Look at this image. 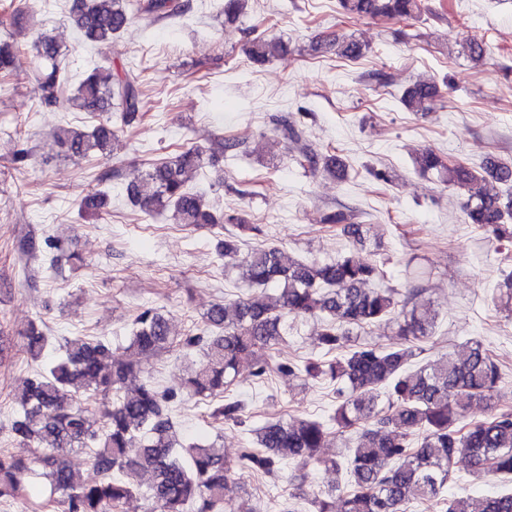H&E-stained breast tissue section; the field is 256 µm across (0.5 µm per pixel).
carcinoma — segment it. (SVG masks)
Returning <instances> with one entry per match:
<instances>
[{
    "instance_id": "obj_1",
    "label": "carcinoma",
    "mask_w": 512,
    "mask_h": 512,
    "mask_svg": "<svg viewBox=\"0 0 512 512\" xmlns=\"http://www.w3.org/2000/svg\"><path fill=\"white\" fill-rule=\"evenodd\" d=\"M247 0H222L224 16L244 14ZM347 17L383 16L409 21L421 11V0H338ZM187 0H74L71 27L81 38L103 47L140 18L147 22L181 18ZM317 47L357 60L366 45L353 36L328 34ZM36 64L32 73L43 107L67 104L79 112H117L116 117L90 128L61 127L55 145L65 155L84 159L111 157L126 128L142 118V91L136 78L112 66L85 70L73 85L61 65V48L46 33L33 43ZM285 51L277 39L255 38L247 54L263 64ZM15 71L14 48L0 45V76ZM439 97L437 85L422 81L401 98L410 112H424ZM307 113L276 120L282 138L293 144V160L301 168L337 177L343 158L305 139ZM233 141L218 142V149L189 148L151 166L127 187L132 205L154 219L165 215L175 224L195 229L233 224L261 232L256 224L236 213L214 211L203 195L190 186L198 170L216 152L237 148ZM418 171L437 173L442 181L467 191L464 219L500 240L512 238V192L491 188L512 186V162L493 161L478 173L463 162H447L431 150L415 158ZM108 192L97 189L79 202L83 214L99 216ZM320 223L355 243L368 230L353 224L343 211H325ZM59 254L49 268L59 271L61 261L82 257L61 243L48 242ZM220 253L242 270L245 280L262 292L213 304L192 334L174 336L170 322L155 308L143 309L135 319L128 345L129 357H116L112 345L100 339H69L41 370L14 393L16 417L13 437L33 448L28 456L0 451V499L18 500L26 512H122L141 486L160 504L161 512H245L224 498V489L238 473L273 477L285 461L300 470L317 465L336 474L344 485L316 495L311 512H407L421 499L436 512H512V487L481 497L448 498L444 489L459 458L469 460L477 473L512 484V410H497L493 400L501 380L500 369L478 340L435 363L410 367L413 343L435 335L436 314L425 289L401 292L377 287L384 279L382 266L350 255L330 261L293 259L277 246H260L244 254L228 238ZM498 299L512 316V274L497 284ZM323 320L318 346L333 358L307 357L301 363H274L272 350L286 342L288 318ZM396 325L399 341L391 345L359 342L353 331L380 321ZM36 361L46 357L49 337L36 325L18 333ZM201 348L204 362L182 383L191 396L213 397L234 385L245 366L263 376L272 371L315 379L328 376L337 384L338 401L331 421L353 437L347 454L320 457L328 436L326 425L315 419L272 418L255 430L254 446L237 462L224 457V448L191 444L179 446L168 403L173 391H161L145 375V364L174 347ZM489 413L469 418L472 403ZM244 405L227 401L212 412L216 421L242 422ZM89 450L84 471L74 470L64 452Z\"/></svg>"
}]
</instances>
